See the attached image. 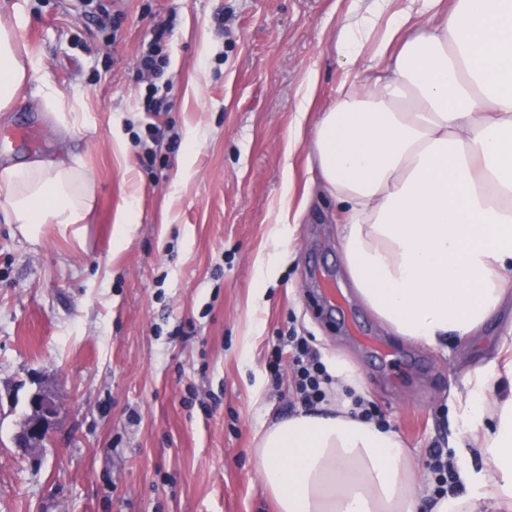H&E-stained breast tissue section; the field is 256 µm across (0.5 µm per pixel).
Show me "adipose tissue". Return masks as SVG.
Segmentation results:
<instances>
[{
    "mask_svg": "<svg viewBox=\"0 0 512 512\" xmlns=\"http://www.w3.org/2000/svg\"><path fill=\"white\" fill-rule=\"evenodd\" d=\"M376 0L386 33L316 126L300 208L326 195L349 277L395 335L464 343L512 299V0ZM38 67L0 26V112ZM10 224H78L92 179L80 157L0 166ZM341 398L274 419L253 465L276 512H512V336L468 369L456 395L478 461L452 491H426L400 435L352 398L361 374L331 366Z\"/></svg>",
    "mask_w": 512,
    "mask_h": 512,
    "instance_id": "1",
    "label": "adipose tissue"
}]
</instances>
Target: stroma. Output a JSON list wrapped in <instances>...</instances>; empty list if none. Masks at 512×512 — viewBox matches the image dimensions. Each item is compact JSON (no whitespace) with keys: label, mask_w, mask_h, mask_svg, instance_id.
Returning <instances> with one entry per match:
<instances>
[{"label":"stroma","mask_w":512,"mask_h":512,"mask_svg":"<svg viewBox=\"0 0 512 512\" xmlns=\"http://www.w3.org/2000/svg\"><path fill=\"white\" fill-rule=\"evenodd\" d=\"M372 6L0 0V23L23 20L21 45L42 62L30 96L0 112V163L73 154L95 185L82 223L0 219V390L26 397L35 374L66 408L54 447L33 463L13 443L21 409L0 407V512H274L252 448L300 406L292 335L323 365L340 355L358 367L367 405L425 480L433 449L466 463L451 447L449 404L468 363L512 330V313L463 348L402 340L358 299L329 198H315L296 231L276 222L283 199L301 198L321 112L384 33L376 27L346 64L338 32ZM149 50L167 59L154 85L139 65ZM46 85L76 124L36 96ZM29 127L36 145L11 139ZM318 272L344 303H319Z\"/></svg>","instance_id":"35a3bbf8"}]
</instances>
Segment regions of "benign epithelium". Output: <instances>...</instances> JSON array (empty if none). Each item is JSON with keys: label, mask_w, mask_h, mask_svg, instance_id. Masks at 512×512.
<instances>
[{"label": "benign epithelium", "mask_w": 512, "mask_h": 512, "mask_svg": "<svg viewBox=\"0 0 512 512\" xmlns=\"http://www.w3.org/2000/svg\"><path fill=\"white\" fill-rule=\"evenodd\" d=\"M29 383L32 388L27 395L25 413L13 442L16 448L34 457L46 445L53 444L54 432L65 407L39 376H32Z\"/></svg>", "instance_id": "1"}]
</instances>
